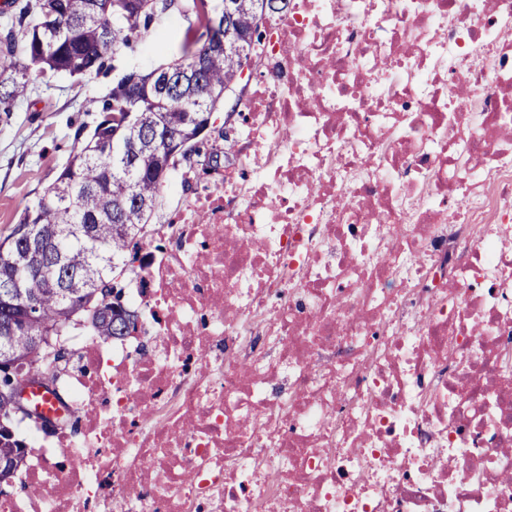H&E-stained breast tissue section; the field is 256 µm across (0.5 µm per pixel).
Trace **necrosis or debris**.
<instances>
[{
	"label": "necrosis or debris",
	"instance_id": "obj_1",
	"mask_svg": "<svg viewBox=\"0 0 512 512\" xmlns=\"http://www.w3.org/2000/svg\"><path fill=\"white\" fill-rule=\"evenodd\" d=\"M138 327L73 338L0 512H512V0H289Z\"/></svg>",
	"mask_w": 512,
	"mask_h": 512
}]
</instances>
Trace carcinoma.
Instances as JSON below:
<instances>
[{"mask_svg":"<svg viewBox=\"0 0 512 512\" xmlns=\"http://www.w3.org/2000/svg\"><path fill=\"white\" fill-rule=\"evenodd\" d=\"M254 0H240L234 30L250 32ZM212 0H14L0 14V110L11 111L28 91L30 73L73 78L112 69L113 58L151 37L157 11L182 7L194 21L166 67L139 74L134 96L119 81L94 106L90 130L80 128L54 181L20 212L10 235L0 239V356L20 364L38 361L59 375L65 348L51 357L35 353L32 337L46 328L69 335L89 323L101 339L123 336L127 322L91 321L118 276L134 271L141 239L155 232L151 209L176 168L169 166L165 137L192 141L198 128L224 102V85L238 71V56L224 54L212 29ZM205 61L200 74L193 63ZM198 150L221 166L234 155L219 130ZM39 296L33 322L19 319L25 300ZM15 447L19 472L26 441L0 439V455Z\"/></svg>","mask_w":512,"mask_h":512,"instance_id":"cac0c4a2","label":"carcinoma"}]
</instances>
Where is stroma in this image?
<instances>
[{
  "label": "stroma",
  "instance_id": "obj_1",
  "mask_svg": "<svg viewBox=\"0 0 512 512\" xmlns=\"http://www.w3.org/2000/svg\"><path fill=\"white\" fill-rule=\"evenodd\" d=\"M189 22V16L171 11L155 22L156 38L139 45L130 62L159 65ZM111 86L108 75L77 79L35 72L27 98L12 111L0 112V238L12 232L24 206L55 179L76 129L92 122L94 100L106 95Z\"/></svg>",
  "mask_w": 512,
  "mask_h": 512
}]
</instances>
